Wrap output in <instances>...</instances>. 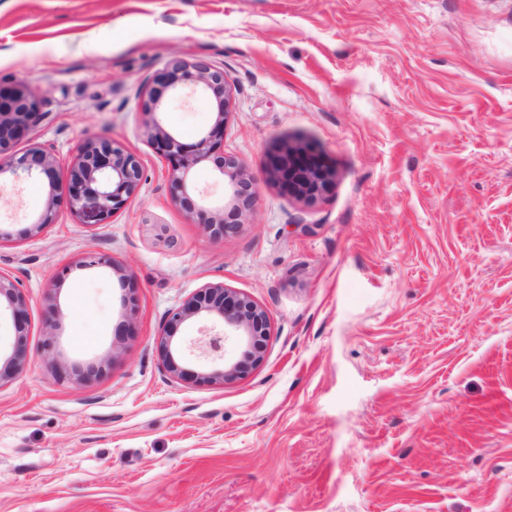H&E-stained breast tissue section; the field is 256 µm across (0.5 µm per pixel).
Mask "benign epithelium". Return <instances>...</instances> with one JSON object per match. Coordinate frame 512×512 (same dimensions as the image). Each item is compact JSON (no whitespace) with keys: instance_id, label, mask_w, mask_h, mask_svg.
<instances>
[{"instance_id":"obj_1","label":"benign epithelium","mask_w":512,"mask_h":512,"mask_svg":"<svg viewBox=\"0 0 512 512\" xmlns=\"http://www.w3.org/2000/svg\"><path fill=\"white\" fill-rule=\"evenodd\" d=\"M203 94L216 102V119L211 129L196 142L185 144L166 131L156 114L175 97ZM234 85L224 71L202 61L174 58L151 78L145 91L141 111L152 116L146 128L148 140L169 163L170 191L175 203L204 224L215 240L234 228L224 214L238 219L252 211L258 185L237 157L224 152L221 143L231 115ZM42 94L28 87L6 93L0 89V194L9 191L10 183L45 178L49 192L44 212L30 224L27 232H37L54 221V200L58 195L56 158L40 149L6 155L13 141L23 136L40 118ZM211 164L224 179V208L207 212L194 195L193 169ZM268 176L290 194L314 203L326 195L336 181V171L308 145L285 143L268 156ZM144 171L137 157L108 139L84 142L72 164L67 192L78 214L105 222L121 210L140 189ZM76 267L84 270L115 269L112 257L87 251ZM27 298L7 274L0 273V313L10 315L15 341L10 349H0V384L23 371L27 361L25 336ZM202 322L200 336L189 341L175 340L177 329L185 322ZM270 335L267 311L250 297L222 284H205L168 314L167 327L159 335V349L167 371L182 381H207L224 384L240 379L248 369L264 358ZM236 337L243 346L240 360L223 361L225 342ZM204 355L217 367L203 374L189 366L190 357Z\"/></svg>"}]
</instances>
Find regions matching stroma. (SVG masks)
<instances>
[{
	"mask_svg": "<svg viewBox=\"0 0 512 512\" xmlns=\"http://www.w3.org/2000/svg\"><path fill=\"white\" fill-rule=\"evenodd\" d=\"M175 56L235 86L224 150L259 195L221 241L145 135L143 86ZM19 85L43 118L14 153L52 152L63 182L103 137L144 181L105 224L58 195L32 234L46 181L0 196V272L28 299L0 512H512V0H0V86ZM216 112L198 94L157 119L192 143ZM285 142L335 169L316 203L268 180ZM90 249L115 270L75 268ZM207 283L270 319L223 386L173 378L157 344ZM53 323L66 363L111 362L51 373Z\"/></svg>",
	"mask_w": 512,
	"mask_h": 512,
	"instance_id": "35a3bbf8",
	"label": "stroma"
}]
</instances>
